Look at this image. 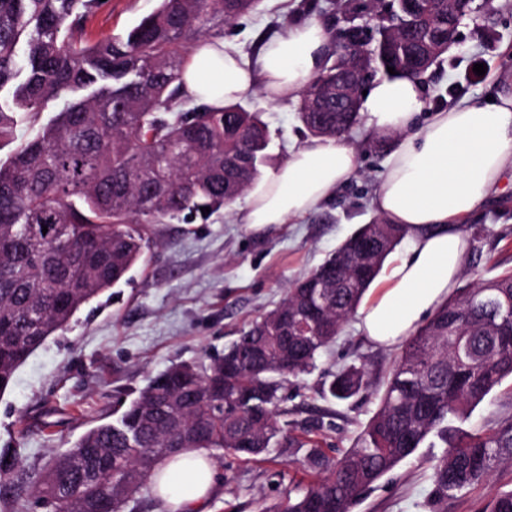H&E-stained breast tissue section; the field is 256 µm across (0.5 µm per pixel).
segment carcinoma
Here are the masks:
<instances>
[{
  "mask_svg": "<svg viewBox=\"0 0 512 512\" xmlns=\"http://www.w3.org/2000/svg\"><path fill=\"white\" fill-rule=\"evenodd\" d=\"M100 0H0V393L17 369L74 315L129 272L150 247L152 224L189 222L201 208L231 206L263 174L270 134L262 110L231 102L210 109L178 84L188 45L259 10L261 0H160L123 36L83 38ZM454 0H366L383 17L370 51L353 25L296 105L313 137H336L359 122L336 102V82L354 89L400 75L421 78L448 51ZM54 103L55 117L41 122ZM25 125L29 134L19 138ZM47 232H42V226ZM407 237L403 226L363 224L319 266L295 280L224 357L172 366L112 421L86 431L38 486L55 512H122L156 464L183 448L274 458L307 448L317 471L301 493L263 512H352L362 494L431 434L447 450L433 465V506L512 461V417L464 431L463 422L512 377V343L497 342L488 312L474 304L491 290L512 301V271L458 288L402 347L378 409L339 458L292 434L277 419L280 378L299 376L338 336ZM372 386L350 367L329 386L347 400Z\"/></svg>",
  "mask_w": 512,
  "mask_h": 512,
  "instance_id": "cac0c4a2",
  "label": "carcinoma"
}]
</instances>
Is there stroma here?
Instances as JSON below:
<instances>
[{"mask_svg": "<svg viewBox=\"0 0 512 512\" xmlns=\"http://www.w3.org/2000/svg\"><path fill=\"white\" fill-rule=\"evenodd\" d=\"M330 0H265L260 14L226 25L224 35L246 55L267 39L284 34L289 23L314 18L337 33ZM158 0H104L86 26L89 40L125 34L151 13ZM474 19L464 20L458 44L449 48L433 77L423 82L422 114L462 103H482L512 83V0H474ZM486 64L476 75L474 64ZM246 105L263 109L271 138L270 169L286 161L291 148L309 135L293 103L272 104L253 93ZM359 164L335 197L317 211L284 224L257 228L243 223L245 199L210 220L151 227L154 244L144 263L120 285L78 312L68 330L57 333L18 369L0 395V455L14 464L8 486L0 487V512H52L37 503L36 485L55 459L89 428L111 421L119 397L137 393L148 380L175 364L208 363L223 354L241 330L279 304L291 281L332 253L359 225L377 221L372 204L392 145L363 129L350 135ZM478 236L460 279L468 285L494 269H512V171L492 200L463 224ZM399 347H377L349 321L314 369L288 378L281 394L289 419L320 420L313 431L328 457L352 446L376 409L372 391L337 401L325 393L333 376L350 366L384 376ZM512 416V379L488 395L464 422V429L494 425ZM445 451L428 438L409 458L382 477L352 512H429L432 466ZM305 451L292 449L272 459L242 461L213 452L216 488L208 512H259L263 504L298 493L308 481ZM512 489V467L448 498L447 512H483L492 498Z\"/></svg>", "mask_w": 512, "mask_h": 512, "instance_id": "35a3bbf8", "label": "stroma"}]
</instances>
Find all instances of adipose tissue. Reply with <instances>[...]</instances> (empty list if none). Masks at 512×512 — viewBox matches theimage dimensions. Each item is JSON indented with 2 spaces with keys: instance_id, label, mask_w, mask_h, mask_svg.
<instances>
[{
  "instance_id": "ef3b65f1",
  "label": "adipose tissue",
  "mask_w": 512,
  "mask_h": 512,
  "mask_svg": "<svg viewBox=\"0 0 512 512\" xmlns=\"http://www.w3.org/2000/svg\"><path fill=\"white\" fill-rule=\"evenodd\" d=\"M333 51L327 29L305 19L266 41L255 57L231 39L196 42L183 88L219 109L261 91L267 101L298 100ZM422 87L408 76L379 78L363 96L366 130L394 137L372 203L390 224L409 231L406 252L387 266L383 285L358 313V329L381 346L402 343L457 287L470 245L464 224L512 168V91L492 104L466 103L419 122ZM346 137L314 138L248 192L244 223L284 224L305 217L356 172ZM216 485L210 451L186 448L155 470L152 489L168 512H205Z\"/></svg>"
}]
</instances>
